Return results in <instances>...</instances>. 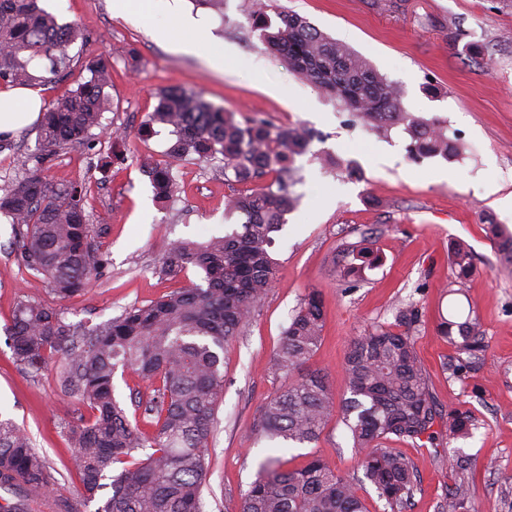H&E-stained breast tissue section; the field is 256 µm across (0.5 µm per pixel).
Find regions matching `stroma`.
Here are the masks:
<instances>
[{
	"label": "stroma",
	"mask_w": 512,
	"mask_h": 512,
	"mask_svg": "<svg viewBox=\"0 0 512 512\" xmlns=\"http://www.w3.org/2000/svg\"><path fill=\"white\" fill-rule=\"evenodd\" d=\"M251 0H182L180 11L158 9L135 16L113 12L111 0H41L58 23H74L84 34L68 49L64 78L38 86L44 104L88 80L85 62L100 55L112 72L110 107L104 124L137 130L152 111L156 93L170 86L203 94L238 121L262 119L277 126H303L314 133L308 152L297 158L301 200L276 233L275 279L243 331L224 345V393L206 458L204 512H238L239 504L267 456L280 455L293 469L318 456L342 474L361 478L367 512H390L375 487L362 478L349 428L341 417L326 424L319 440L295 448L255 439L252 424L267 399L284 385L268 367L282 334L309 291L319 295L323 341L311 365L327 376L336 395L345 392L344 360L353 336L374 324L410 330L440 415L457 408L473 422L472 435L454 446L400 444L413 462L417 483L405 512H453L455 476L449 466L461 448L475 468L470 490L477 512H512V266L500 263L489 224L512 236V0H277L366 59L399 83L408 111L439 117L463 155L412 160L408 137L395 128L376 134L318 88L302 82L264 50L247 20ZM201 20L199 53L182 52L184 15ZM167 30L171 41L156 39ZM224 52V69L206 60ZM0 151V187L20 170L22 156L40 149L37 126L12 136ZM109 140L55 155L47 176L91 187L86 210L102 229L99 251L106 260L101 279L86 291L58 300L39 275L23 267L15 230L0 214V416L26 431L43 457L56 487L28 512H94L82 500L71 469L69 425L89 408L58 385L59 356L39 375L17 366L6 335L13 311L35 300L63 312L67 322L99 324L125 309L149 304L186 287L157 268L179 239L204 242L223 234L227 199L240 189L221 172L195 161L176 169L175 201L157 202L139 159L161 160L167 133L143 141L129 137L113 163ZM496 188L493 196L484 195ZM365 240L378 262L339 278L333 257L345 242ZM465 243L475 272L466 296L478 316L486 351L461 376L450 365L457 353L438 325L458 302L448 292L454 277L450 255ZM415 307L419 319L402 313Z\"/></svg>",
	"instance_id": "35a3bbf8"
}]
</instances>
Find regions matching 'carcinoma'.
<instances>
[{
    "label": "carcinoma",
    "mask_w": 512,
    "mask_h": 512,
    "mask_svg": "<svg viewBox=\"0 0 512 512\" xmlns=\"http://www.w3.org/2000/svg\"><path fill=\"white\" fill-rule=\"evenodd\" d=\"M255 0L248 15L268 52L289 71L336 99L365 124L386 130L402 126L413 158L452 159L457 147L437 119L409 112L403 93L367 61L331 39L305 18L285 8ZM81 37L72 25L59 24L37 0H0V88L41 82L42 67L59 78L69 65V46ZM90 78L49 105L39 128L40 152L21 161L24 174L0 194V213L17 230L24 265L46 277L55 296L65 300L101 276L96 248L100 235L86 212L89 186L84 181L54 184L44 170L57 152L83 145L104 129L108 109L105 89L111 72L100 57L86 63ZM168 129L169 161L140 159L154 197L170 202L177 190L173 167L185 160L218 164L224 178L274 180L230 200L228 215L243 221L205 242L180 240L162 259L157 273L180 277L194 272L199 282L148 305L132 307L108 321L76 327L56 308L37 301L16 306L6 333L17 364L38 373L49 354L62 353L59 374L64 391L85 402L91 414L68 429L73 466L94 512H202L205 460L224 392V343L251 318L275 276L269 252L273 233L286 224L301 182L297 157L314 138L303 128H282L264 120L236 121L202 95L167 88L156 95L137 134L143 140ZM374 251L348 243L334 263L349 273L374 262ZM455 271L453 294L464 292L472 270L469 251L456 247L450 256ZM448 344L471 359L483 351L476 318L453 316L440 323ZM322 309L316 292L308 293L283 331L273 373L289 379L270 397L253 424L257 437L288 443L317 442L326 422L338 413L348 423L365 477L391 512H402L415 488L412 462L390 447L393 441L414 447L443 434L448 440L470 434L471 419L448 410L438 424L429 382L408 331L374 326L352 338L346 354V392L340 400L325 375L308 363L321 342ZM136 373L155 383L153 394L137 401L132 421L114 396L117 371ZM140 451L145 457L135 460ZM54 485L29 437L10 419H0V488H20L28 500ZM111 488V494L99 492ZM239 512H366L352 479L319 457L298 469L284 468L279 456L260 463L241 498Z\"/></svg>",
    "instance_id": "1"
}]
</instances>
